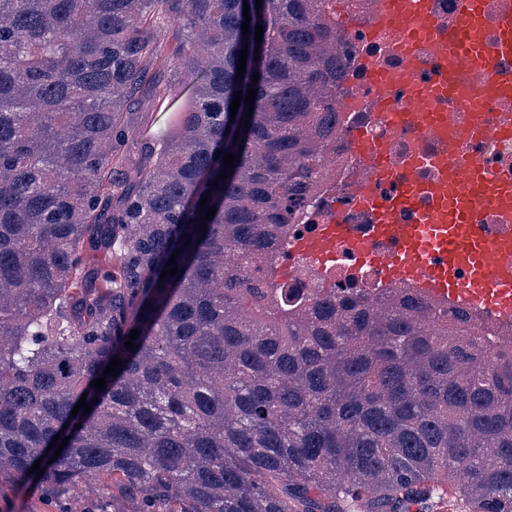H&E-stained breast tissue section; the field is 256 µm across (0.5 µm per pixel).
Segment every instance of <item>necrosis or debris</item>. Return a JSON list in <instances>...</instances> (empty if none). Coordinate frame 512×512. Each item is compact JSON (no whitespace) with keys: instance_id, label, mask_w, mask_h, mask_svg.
Wrapping results in <instances>:
<instances>
[{"instance_id":"1","label":"necrosis or debris","mask_w":512,"mask_h":512,"mask_svg":"<svg viewBox=\"0 0 512 512\" xmlns=\"http://www.w3.org/2000/svg\"><path fill=\"white\" fill-rule=\"evenodd\" d=\"M345 4L351 21L340 31L339 52L344 66L336 80L339 126L336 145L328 153L327 167L331 175L307 206L302 222L289 227V243L276 254L282 286L302 288L310 295L331 287L343 292L350 286L374 293L384 285L380 269L361 264L348 244H341L337 259L326 264L304 255L295 246L317 224L330 219L348 224L354 235L366 236L371 232L373 216L361 205L358 186L360 181L371 178L372 173L351 150L352 130L359 127L372 137L389 139L392 154L400 162L417 146L430 154L442 151L439 143L423 140L414 128L395 130L378 120L376 106L380 92L366 78L364 66L369 63L400 72L407 52L397 48L394 32L376 30L377 0H345ZM454 11L455 0H431V12L441 22L437 43L419 44L410 52L418 61L414 80L433 94L439 111L456 106L448 96V58L439 50L448 41L446 22ZM461 151L502 183L512 184V135L491 138L471 132L462 139Z\"/></svg>"}]
</instances>
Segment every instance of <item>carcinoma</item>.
I'll use <instances>...</instances> for the list:
<instances>
[{"label": "carcinoma", "mask_w": 512, "mask_h": 512, "mask_svg": "<svg viewBox=\"0 0 512 512\" xmlns=\"http://www.w3.org/2000/svg\"><path fill=\"white\" fill-rule=\"evenodd\" d=\"M248 5L245 35L243 0H0V474L109 479L112 512H409L444 484L512 512L493 326L410 291L280 287L274 249L336 138L339 28L321 0ZM175 22L152 96L191 73L194 98L141 142L131 100Z\"/></svg>", "instance_id": "carcinoma-1"}]
</instances>
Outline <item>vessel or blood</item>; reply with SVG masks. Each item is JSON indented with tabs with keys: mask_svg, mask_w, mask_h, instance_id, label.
Returning a JSON list of instances; mask_svg holds the SVG:
<instances>
[{
	"mask_svg": "<svg viewBox=\"0 0 512 512\" xmlns=\"http://www.w3.org/2000/svg\"><path fill=\"white\" fill-rule=\"evenodd\" d=\"M487 0H458L457 11L448 22L449 41L459 43L460 51L449 53L448 73L456 75L462 63H469L484 78L480 86L470 88L449 84L460 112H437L431 93L411 89L404 102L387 96V89L410 79L417 61L408 57L403 73L376 66L368 67L367 77L381 91L377 110L394 129L417 128L425 137L439 139L447 147L443 157L431 158L434 173L423 180L400 174L391 161L388 139L371 138L365 131H354L351 141L357 157L375 176L400 177V194L382 202L371 182L361 183V202L375 212L369 236H349L347 227L329 221L301 239L297 248L322 263L330 261L341 241H349L362 263L379 267L389 282H405L427 293L463 302L477 309H490L502 317H512V186L483 170L475 161L457 157V148L467 131L491 134L485 122L484 104L488 99H512V91L499 88L493 70L500 56L512 54V0H500L497 13L499 39L487 45L483 18ZM380 27L393 28L411 41H434L439 26L430 13V0H380ZM433 198V209L421 213L414 224H400L394 214L414 208L421 197ZM494 214L504 226L495 237L481 236L476 220L481 212ZM395 241L398 250L386 254L377 242Z\"/></svg>",
	"mask_w": 512,
	"mask_h": 512,
	"instance_id": "vessel-or-blood-1",
	"label": "vessel or blood"
}]
</instances>
